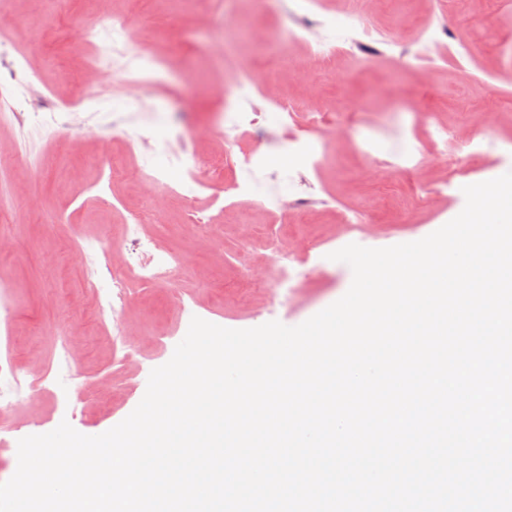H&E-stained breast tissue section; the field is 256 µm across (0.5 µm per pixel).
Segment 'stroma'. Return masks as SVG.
<instances>
[{"instance_id":"35a3bbf8","label":"stroma","mask_w":512,"mask_h":512,"mask_svg":"<svg viewBox=\"0 0 512 512\" xmlns=\"http://www.w3.org/2000/svg\"><path fill=\"white\" fill-rule=\"evenodd\" d=\"M250 0L228 20L224 0H0V17L14 21L7 46H0V108L22 113L23 121L0 123V190L10 197L0 212V282L11 292L10 349L20 374L46 376L33 398L17 400L0 418V482L16 471L21 438L51 432L61 422L96 436L124 420L142 400L152 369L170 360L192 317L246 329L279 321L296 326L344 295L350 267L329 255L348 244L381 248L420 240L451 221L465 205L463 187L512 171V154L496 158L494 146L512 140V61L503 54L512 41V4L505 0H329L342 41L345 26L363 17L374 29L399 39L416 23L465 21L481 43L467 55L447 36L422 47L427 61L405 67L397 51L340 53L311 77L295 67L304 43L273 36L304 0ZM111 13L128 23L130 51L162 53L172 82L135 99L121 89L123 69L91 76L90 49L81 38L84 22ZM23 51L22 71L7 67L9 54ZM247 66L256 85L240 101L258 113L255 125L232 140L206 135L224 107V84ZM295 101L315 100L327 114L319 127L300 125L302 135L323 140L321 166L287 161L288 131L265 111L261 91ZM88 91V108L57 117L60 100ZM155 142L181 128L201 163L224 158V174L208 191L194 192L169 156L136 145L143 122ZM448 130L446 153L434 138ZM371 139L376 151L415 166L377 167L354 143ZM282 156L275 165L279 191L288 196L332 197V207L269 212L259 205L269 184L250 175L247 161L259 143ZM112 161V193L102 202L98 185L102 159ZM168 172L178 187L167 197L162 223L144 224L140 236L162 251L186 254L189 265L172 283L138 288L122 314L123 347H116L112 323L95 319L110 279L89 288L91 259L73 257L77 245L105 242L129 247L127 220L147 210L145 192L154 169ZM357 213L378 232L350 236L345 214ZM293 242L307 276L295 302L272 303L268 269L278 239ZM222 255H215V247ZM73 334L79 347L70 359L59 350Z\"/></svg>"}]
</instances>
